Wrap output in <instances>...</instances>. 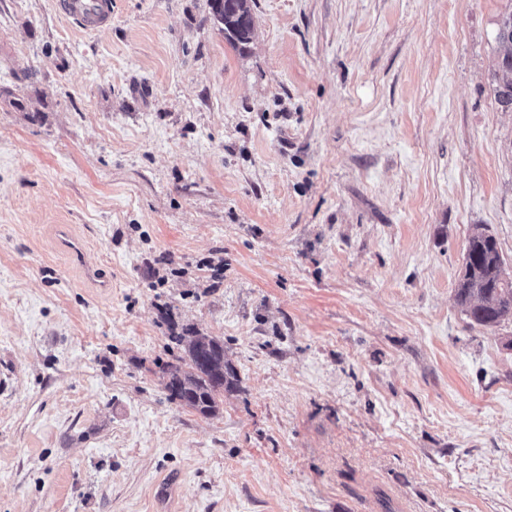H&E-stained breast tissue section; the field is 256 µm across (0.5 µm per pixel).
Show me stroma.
Here are the masks:
<instances>
[{
    "mask_svg": "<svg viewBox=\"0 0 512 512\" xmlns=\"http://www.w3.org/2000/svg\"><path fill=\"white\" fill-rule=\"evenodd\" d=\"M57 2L0 0V512H512V319L455 300L476 226L512 274V0H251L243 50L211 0ZM110 0H59L60 11L83 28L101 27L110 21ZM496 39L499 53L494 72L495 96L503 109L512 110V11L501 16ZM56 246L59 250L64 251L70 254L71 257L76 258V260L84 267L87 277L97 282L100 288L112 287L111 281L102 275L99 269L87 265L85 262V254L83 250L71 242L68 233V226L66 224H61L57 227ZM170 340L182 346L187 369L167 365L163 368L166 389L173 400L191 408L204 417L219 409V397L234 387L235 375L224 362V341L197 331H186Z\"/></svg>",
    "mask_w": 512,
    "mask_h": 512,
    "instance_id": "stroma-1",
    "label": "stroma"
}]
</instances>
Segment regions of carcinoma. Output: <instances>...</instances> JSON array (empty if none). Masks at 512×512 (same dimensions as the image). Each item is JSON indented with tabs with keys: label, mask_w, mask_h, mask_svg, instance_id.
<instances>
[{
	"label": "carcinoma",
	"mask_w": 512,
	"mask_h": 512,
	"mask_svg": "<svg viewBox=\"0 0 512 512\" xmlns=\"http://www.w3.org/2000/svg\"><path fill=\"white\" fill-rule=\"evenodd\" d=\"M213 12L224 24V34L236 46L250 42L253 30L249 0H212ZM499 53L494 72L495 96L512 110V11L498 24ZM469 261L456 287V300L470 322L491 328L512 317V278H507L496 238L477 226L467 239ZM170 340L183 348L187 367L163 368L170 397L204 417L219 409V397L234 387L235 375L224 362V340L197 331L179 333Z\"/></svg>",
	"instance_id": "cac0c4a2"
}]
</instances>
